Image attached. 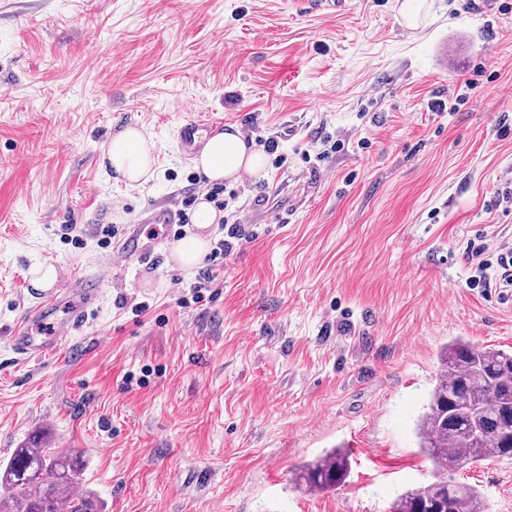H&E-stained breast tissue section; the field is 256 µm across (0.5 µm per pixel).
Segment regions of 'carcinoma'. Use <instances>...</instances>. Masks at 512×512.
Here are the masks:
<instances>
[{
	"instance_id": "cac0c4a2",
	"label": "carcinoma",
	"mask_w": 512,
	"mask_h": 512,
	"mask_svg": "<svg viewBox=\"0 0 512 512\" xmlns=\"http://www.w3.org/2000/svg\"><path fill=\"white\" fill-rule=\"evenodd\" d=\"M512 412V350L448 343L441 370L418 421L420 447L433 481L395 499L391 512H487L479 490L448 479V471L491 460H512L505 418ZM83 453L45 448L39 438L0 463V512H102L83 489ZM346 452L332 450L306 464L297 480L323 490L349 475Z\"/></svg>"
}]
</instances>
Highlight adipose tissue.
Segmentation results:
<instances>
[{
	"label": "adipose tissue",
	"mask_w": 512,
	"mask_h": 512,
	"mask_svg": "<svg viewBox=\"0 0 512 512\" xmlns=\"http://www.w3.org/2000/svg\"><path fill=\"white\" fill-rule=\"evenodd\" d=\"M155 145L145 132L134 125L112 136L101 158L103 170L137 188L155 175ZM197 172L210 182L220 183L236 178L240 172L261 173L266 160L262 151L246 144L240 132L230 129L214 134L194 161ZM222 212L208 201H199L189 215L193 226L184 238L171 244V256L181 268L202 262L210 247L213 225L220 223Z\"/></svg>",
	"instance_id": "adipose-tissue-1"
}]
</instances>
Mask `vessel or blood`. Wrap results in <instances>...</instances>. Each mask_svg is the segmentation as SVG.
I'll return each mask as SVG.
<instances>
[{"instance_id": "obj_1", "label": "vessel or blood", "mask_w": 512, "mask_h": 512, "mask_svg": "<svg viewBox=\"0 0 512 512\" xmlns=\"http://www.w3.org/2000/svg\"><path fill=\"white\" fill-rule=\"evenodd\" d=\"M213 124L202 119H188L177 128L176 139L184 158L201 152L212 132ZM160 239L128 227L118 248L123 260H146L157 251ZM102 292L100 274L78 272L44 296L42 302L27 313L11 331L15 354L24 359L49 357L57 353L73 332L81 328L87 310L98 303Z\"/></svg>"}]
</instances>
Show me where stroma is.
I'll use <instances>...</instances> for the list:
<instances>
[{
    "label": "stroma",
    "mask_w": 512,
    "mask_h": 512,
    "mask_svg": "<svg viewBox=\"0 0 512 512\" xmlns=\"http://www.w3.org/2000/svg\"><path fill=\"white\" fill-rule=\"evenodd\" d=\"M0 0V461L36 432L77 448L105 512H389L431 482L415 428L444 345L512 348V300L467 284L469 239L512 243V0ZM484 66L492 81L465 83ZM454 110L434 112L435 100ZM277 138L281 167L228 180L251 241L216 298L197 270L113 261L102 230L178 209L187 118ZM143 127L156 176L107 178ZM345 147L331 151L328 140ZM111 264L66 349L17 359L12 327L60 277ZM148 304L135 314L138 304ZM351 454L345 483L295 472ZM512 512V461L452 471ZM31 287L36 291H47L57 281L58 272L53 265H38L31 269Z\"/></svg>",
    "instance_id": "stroma-1"
}]
</instances>
